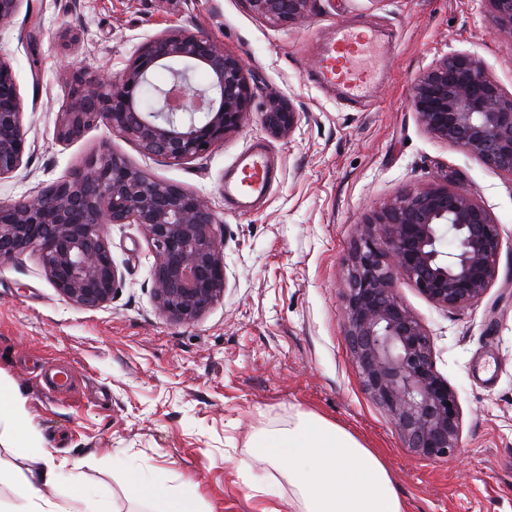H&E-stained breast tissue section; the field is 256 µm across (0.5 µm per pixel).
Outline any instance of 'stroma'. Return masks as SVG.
I'll use <instances>...</instances> for the list:
<instances>
[{
  "instance_id": "35a3bbf8",
  "label": "stroma",
  "mask_w": 512,
  "mask_h": 512,
  "mask_svg": "<svg viewBox=\"0 0 512 512\" xmlns=\"http://www.w3.org/2000/svg\"><path fill=\"white\" fill-rule=\"evenodd\" d=\"M338 21L381 38L367 63L378 79L360 102L315 77L317 51ZM180 30L206 34L244 62L253 102L241 128L181 164L145 156L103 125L57 139L71 72L119 76L138 46ZM453 53L480 59L512 94V44L497 35L486 0H315L306 18L284 24L255 16L244 0H21L0 27V58L15 73L27 151L0 178V201L115 154L209 200L224 224L227 279L223 298L195 322L170 321L154 303L153 256L137 224L106 230L123 284L97 309L66 302L36 253L0 265V386L19 390L33 444L77 462L76 477L115 512H150L128 487L139 470L165 489L195 490L200 512H279V497L249 489L265 470L247 444L308 410L384 454L406 512H512V176L431 136L409 98L418 77ZM272 96L298 111L290 135L262 126ZM255 147L280 176L243 212L224 199V173ZM442 180L490 213L502 249L490 288L462 308L437 306L397 278L462 411L459 452L424 459L362 389L343 296L356 224ZM60 370L69 385L48 391Z\"/></svg>"
}]
</instances>
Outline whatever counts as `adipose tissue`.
Returning <instances> with one entry per match:
<instances>
[{
	"label": "adipose tissue",
	"mask_w": 512,
	"mask_h": 512,
	"mask_svg": "<svg viewBox=\"0 0 512 512\" xmlns=\"http://www.w3.org/2000/svg\"><path fill=\"white\" fill-rule=\"evenodd\" d=\"M10 421L18 437V453L30 467L0 471L12 500L7 512H59L47 491L62 467L48 450L31 447L28 423L17 390L0 394V419ZM247 450L266 464L272 479L288 484V512H406L384 457L354 434L322 416L298 413L287 427L256 435ZM130 488L140 500L162 502V512H197L194 494L161 490L140 472L130 474Z\"/></svg>",
	"instance_id": "obj_1"
}]
</instances>
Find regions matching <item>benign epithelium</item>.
Wrapping results in <instances>:
<instances>
[{
	"label": "benign epithelium",
	"mask_w": 512,
	"mask_h": 512,
	"mask_svg": "<svg viewBox=\"0 0 512 512\" xmlns=\"http://www.w3.org/2000/svg\"><path fill=\"white\" fill-rule=\"evenodd\" d=\"M274 23L305 18L313 0H244ZM496 30L512 42V0H486ZM169 68L170 89L144 107L153 72ZM209 77L192 85V73ZM58 138H80L100 123L152 157L182 162L207 154L239 129L253 93L242 60L217 41L172 32L140 46L122 73L107 79L75 72ZM411 103L433 137L462 148L487 168L512 176V95L473 56L450 54L414 83ZM273 137L293 132L297 112L271 97L261 113ZM27 149L18 86L0 59V177L16 172ZM109 224H138L150 242L152 291L159 312L192 323L224 296V226L208 201L159 181L124 159L102 153L72 180L35 195L0 202V263L32 251L69 303L98 308L119 291L118 270L105 234ZM383 226V235L374 226ZM454 244L444 251L443 238ZM502 247L489 212L443 180L414 189L372 212L355 227L345 288V340L367 393L389 414L408 448L428 459L460 448L462 413L455 390L437 372L421 323L398 299L396 276L408 277L439 306L480 300L496 276Z\"/></svg>",
	"instance_id": "obj_1"
}]
</instances>
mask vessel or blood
<instances>
[{"label":"vessel or blood","mask_w":512,"mask_h":512,"mask_svg":"<svg viewBox=\"0 0 512 512\" xmlns=\"http://www.w3.org/2000/svg\"><path fill=\"white\" fill-rule=\"evenodd\" d=\"M376 35L346 22L336 23L328 44L318 58L321 84L343 90L348 99L365 98L372 76L359 66L360 59L376 43ZM277 179V169L265 151L259 148L242 155L224 174V197L241 210H249L258 200L268 197Z\"/></svg>","instance_id":"1"}]
</instances>
